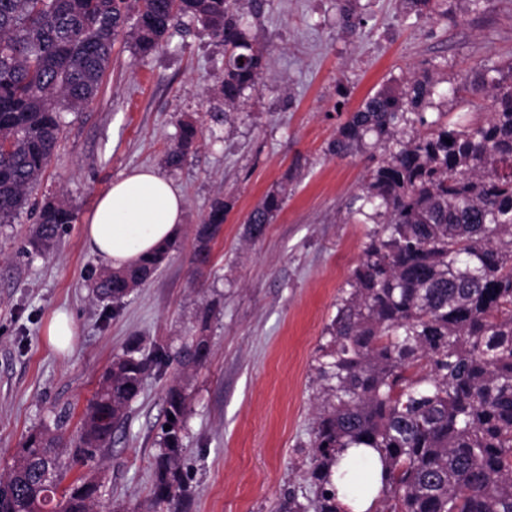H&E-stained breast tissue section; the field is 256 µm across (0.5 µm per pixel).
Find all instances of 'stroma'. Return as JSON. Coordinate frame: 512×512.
I'll list each match as a JSON object with an SVG mask.
<instances>
[{
    "mask_svg": "<svg viewBox=\"0 0 512 512\" xmlns=\"http://www.w3.org/2000/svg\"><path fill=\"white\" fill-rule=\"evenodd\" d=\"M345 0H268L251 33L268 49L259 85L242 111L214 122L224 46L200 23L173 29L166 49L144 58L117 41L95 104L63 115L59 145L33 194L77 210L55 247L32 249L30 214L0 224V474L33 428L64 419L76 434L102 375L128 346L175 351L207 336L204 367L150 371L100 462L76 464L70 478L100 485L94 512H136L155 483L153 457L165 392L190 394L180 468L187 512H278L294 498L313 512L308 477L318 414L321 348L348 290L372 224L350 217L370 162L327 151L348 112L383 87L426 73L459 87L438 111L487 119V94L462 90L465 77L512 57V0H450L449 16L415 19L400 0H356L365 24L344 32ZM199 138L186 162L168 168L180 123ZM149 167L185 199L180 250L122 301L88 289L105 261L88 248L83 226L99 194L127 170ZM284 190L263 237L246 220L264 196ZM227 214L194 261L196 229L215 199ZM67 311L76 334L67 349L46 333Z\"/></svg>",
    "mask_w": 512,
    "mask_h": 512,
    "instance_id": "stroma-1",
    "label": "stroma"
}]
</instances>
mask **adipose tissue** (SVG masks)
Masks as SVG:
<instances>
[{
    "label": "adipose tissue",
    "instance_id": "adipose-tissue-1",
    "mask_svg": "<svg viewBox=\"0 0 512 512\" xmlns=\"http://www.w3.org/2000/svg\"><path fill=\"white\" fill-rule=\"evenodd\" d=\"M183 195L150 168L124 172L95 203L84 228L90 249L109 266H130L164 242L176 238L184 214ZM337 469L357 468L358 483L335 479L336 501L342 512H375L381 488L382 464L371 448H348Z\"/></svg>",
    "mask_w": 512,
    "mask_h": 512
}]
</instances>
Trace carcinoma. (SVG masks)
Wrapping results in <instances>:
<instances>
[{"label":"carcinoma","instance_id":"1","mask_svg":"<svg viewBox=\"0 0 512 512\" xmlns=\"http://www.w3.org/2000/svg\"><path fill=\"white\" fill-rule=\"evenodd\" d=\"M265 2L0 0V224L30 205L58 145L61 114L94 105L117 40L145 57L164 49L183 19L201 23L224 44L220 93L224 111L234 112L266 67V49L244 25ZM407 2L418 16L448 14V0ZM441 84L426 74L380 89L328 145L338 158L369 154L355 213L378 228L322 348L314 512H340L332 475L345 448L380 455L376 512H512V61L483 69L471 84L491 91V116L479 123L428 119L426 109L446 96ZM198 135L182 124L166 166L181 167ZM283 201L280 190L266 194L248 217L251 238L263 236ZM225 215L224 202L214 201L197 240L217 236ZM75 220L65 200L42 205L32 244L50 247ZM180 247L175 240L138 265L104 270L93 292L102 301L124 298ZM209 355L206 337L192 336L170 354L128 348L115 357L75 436L41 427L25 437L0 475V512H93L100 486L65 483L73 465L111 446L153 368L197 369ZM188 408L185 387L171 386L150 512L186 495L178 458Z\"/></svg>","mask_w":512,"mask_h":512}]
</instances>
